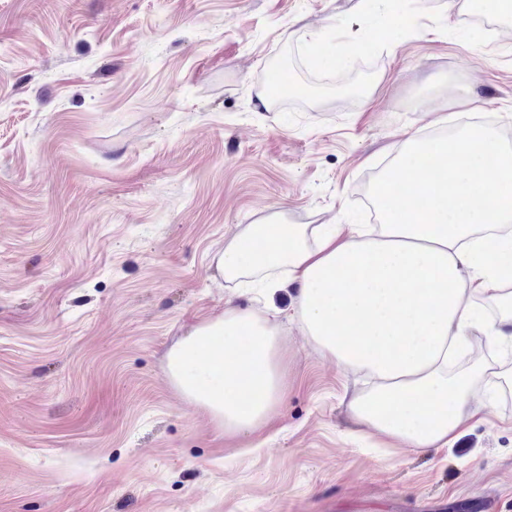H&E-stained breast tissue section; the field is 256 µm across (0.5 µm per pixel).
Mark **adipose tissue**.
Instances as JSON below:
<instances>
[{"label":"adipose tissue","instance_id":"1","mask_svg":"<svg viewBox=\"0 0 512 512\" xmlns=\"http://www.w3.org/2000/svg\"><path fill=\"white\" fill-rule=\"evenodd\" d=\"M408 153L436 159L372 195L379 224H287L276 212L242 225L214 260L226 282L299 289L304 336L323 360L374 381L353 396L351 418L395 448L447 446L482 401V364L452 367L484 328L512 344V148L474 127L448 141L410 135ZM491 294L498 323L470 300ZM276 320L248 310L196 326L167 355L166 376L228 436L276 415L288 390Z\"/></svg>","mask_w":512,"mask_h":512}]
</instances>
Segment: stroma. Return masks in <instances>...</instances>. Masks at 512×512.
Masks as SVG:
<instances>
[{
    "label": "stroma",
    "mask_w": 512,
    "mask_h": 512,
    "mask_svg": "<svg viewBox=\"0 0 512 512\" xmlns=\"http://www.w3.org/2000/svg\"><path fill=\"white\" fill-rule=\"evenodd\" d=\"M361 0H0V512H512V388L430 451L381 448L298 290L226 288L237 225L367 224L414 131L512 138L511 19H421L360 100L269 104L284 46ZM289 319L278 414L228 437L166 378L226 305Z\"/></svg>",
    "instance_id": "obj_1"
}]
</instances>
